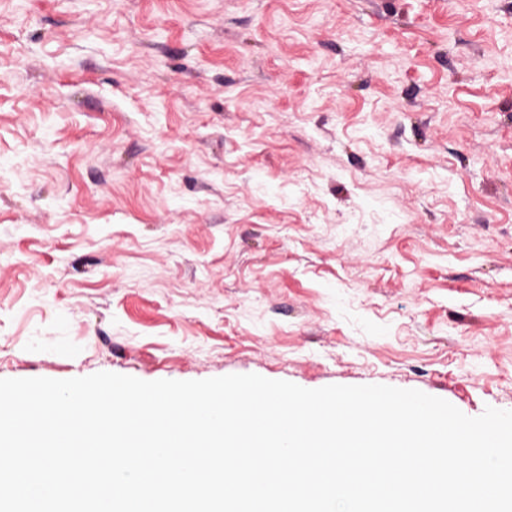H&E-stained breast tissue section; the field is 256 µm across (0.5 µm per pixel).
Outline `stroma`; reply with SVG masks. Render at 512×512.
<instances>
[{
	"instance_id": "35a3bbf8",
	"label": "stroma",
	"mask_w": 512,
	"mask_h": 512,
	"mask_svg": "<svg viewBox=\"0 0 512 512\" xmlns=\"http://www.w3.org/2000/svg\"><path fill=\"white\" fill-rule=\"evenodd\" d=\"M103 371L512 410V0H0V378Z\"/></svg>"
}]
</instances>
